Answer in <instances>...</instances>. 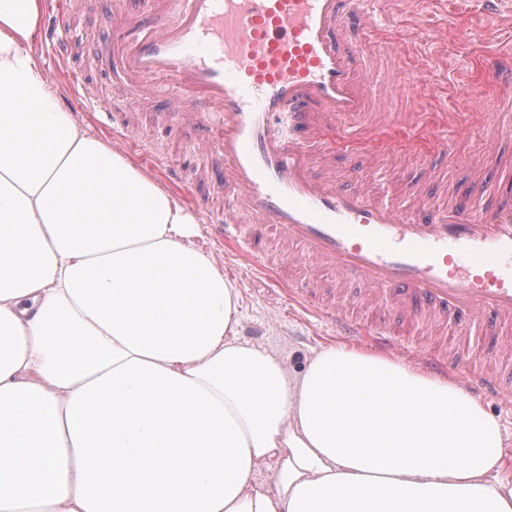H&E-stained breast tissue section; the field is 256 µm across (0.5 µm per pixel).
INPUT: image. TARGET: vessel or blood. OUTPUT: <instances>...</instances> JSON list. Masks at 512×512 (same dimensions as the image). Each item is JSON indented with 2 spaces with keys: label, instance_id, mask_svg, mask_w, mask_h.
<instances>
[{
  "label": "vessel or blood",
  "instance_id": "vessel-or-blood-1",
  "mask_svg": "<svg viewBox=\"0 0 512 512\" xmlns=\"http://www.w3.org/2000/svg\"><path fill=\"white\" fill-rule=\"evenodd\" d=\"M375 0H150L111 33L105 56L122 76L118 109L149 105L172 88L156 113L157 140L187 126L197 134L172 169L187 185L200 151L217 157L204 171L224 190L209 223L228 241L244 224L302 246L307 257L335 269L336 283L358 280L366 296L389 295L397 327L327 308L341 335L409 349L424 321L448 315L477 321L489 334L512 327V195L476 208L459 194L435 201L413 197L403 209L372 188L351 187L336 156H365L378 170L416 143L450 156L448 114L418 121L397 139L368 109L371 67L364 44L376 22ZM490 79L512 93V57L488 56ZM324 153L313 161L311 145ZM447 342L423 348L421 361L442 372ZM455 379L477 397L501 391L492 372L461 371Z\"/></svg>",
  "mask_w": 512,
  "mask_h": 512
}]
</instances>
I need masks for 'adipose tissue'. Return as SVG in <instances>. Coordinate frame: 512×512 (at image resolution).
I'll use <instances>...</instances> for the list:
<instances>
[{
  "mask_svg": "<svg viewBox=\"0 0 512 512\" xmlns=\"http://www.w3.org/2000/svg\"><path fill=\"white\" fill-rule=\"evenodd\" d=\"M41 9L0 0V512H512L464 387L346 347L296 376L239 339L195 218L60 109Z\"/></svg>",
  "mask_w": 512,
  "mask_h": 512,
  "instance_id": "1",
  "label": "adipose tissue"
}]
</instances>
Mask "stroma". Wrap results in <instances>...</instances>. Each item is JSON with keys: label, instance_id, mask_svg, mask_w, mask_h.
Listing matches in <instances>:
<instances>
[{"label": "stroma", "instance_id": "35a3bbf8", "mask_svg": "<svg viewBox=\"0 0 512 512\" xmlns=\"http://www.w3.org/2000/svg\"><path fill=\"white\" fill-rule=\"evenodd\" d=\"M135 0H68L70 27L74 33L70 54L59 59L49 45L31 43L30 52L55 87L61 107L70 112L88 135L114 143L113 132L121 128L122 116H114L111 128L100 124L109 100L121 86L110 71L90 67L89 61L104 48L114 23L123 20ZM378 13L388 17L390 27L380 39L367 43L371 58L372 90L370 109L374 112H478L482 124L453 141V161L446 170L449 188L475 192L472 168L489 160V177L512 173V135L492 140L497 123V102L501 95L478 69L479 58L487 53L512 49V22L488 20L482 0H379ZM417 73V84L393 89L392 70ZM474 85L477 97L463 96L461 84ZM150 113H141L136 127L122 145L124 156L137 168L147 169L149 177L161 180L163 168L179 156L178 147L153 155ZM424 154L393 159L389 170L391 189L414 186L421 192H437L423 175ZM193 187L173 188L172 193L192 215L200 210L194 204ZM476 194L479 203H490L489 193ZM195 245L208 255L218 271L236 281L239 291L242 340L277 355L293 373H301L310 359L325 348L340 345L335 328L316 315L313 305L336 294V278L304 263L296 245L274 242L272 267L261 269L246 260L238 248L224 240V227L200 220ZM303 289L304 296L290 298V287ZM442 335L454 338L464 358L484 362L512 377V330L488 337L456 317H449Z\"/></svg>", "mask_w": 512, "mask_h": 512}]
</instances>
